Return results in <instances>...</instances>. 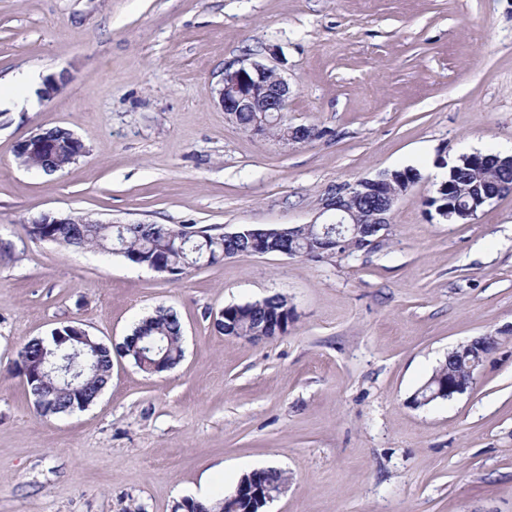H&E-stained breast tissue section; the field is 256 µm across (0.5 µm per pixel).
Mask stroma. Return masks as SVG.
Segmentation results:
<instances>
[{"mask_svg": "<svg viewBox=\"0 0 512 512\" xmlns=\"http://www.w3.org/2000/svg\"><path fill=\"white\" fill-rule=\"evenodd\" d=\"M293 94L315 137L254 136L218 104L245 52ZM69 80L0 107V512H172L276 467L266 512H512V192L451 223L427 206L448 165L512 154V0H0V84ZM64 127L62 171L15 149ZM404 167L417 180L380 246L320 261L239 256L181 279L28 237L45 213L102 221L308 224L336 187ZM281 293L286 333L224 335L225 306ZM159 306L184 358L149 374L113 356L97 401L41 419L8 371L63 325L121 343ZM497 337L450 401L413 395L450 350ZM48 136L54 137V140L58 142L59 151L56 153L54 159H48L43 157H23L17 154L16 158L19 163L27 169H33L46 173L48 169H53L58 163H62L67 160L70 155L74 153L73 148L69 144V138L62 133L61 130L55 129L47 132Z\"/></svg>", "mask_w": 512, "mask_h": 512, "instance_id": "35a3bbf8", "label": "stroma"}]
</instances>
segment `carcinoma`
I'll return each instance as SVG.
<instances>
[{"label": "carcinoma", "mask_w": 512, "mask_h": 512, "mask_svg": "<svg viewBox=\"0 0 512 512\" xmlns=\"http://www.w3.org/2000/svg\"><path fill=\"white\" fill-rule=\"evenodd\" d=\"M48 136L58 142L55 158L19 155L17 160L22 166L44 173L74 153L69 138L61 130H51ZM492 157V153H475L472 162L459 165L448 173V178L465 188L476 187L482 190L487 186L499 196L511 193L512 172L492 165ZM415 179L416 173L413 169H397L391 186L402 194ZM389 187H384L382 193L389 192ZM427 205L442 219L448 218L447 192H437L436 196L427 200ZM80 218L81 215L75 214L74 224H24L22 229L31 238L47 237L66 249H98L108 254L116 252L133 265L168 268L171 275L177 278L200 267L202 263L214 265L227 258L248 256L258 252L273 254L282 245V240L268 237L253 240L246 237L238 243H226L222 237H204L194 231V226L186 224H79L77 220ZM294 229L297 256L313 261L320 260V256L309 245L311 238L319 229L308 228L303 224L294 226ZM180 234L188 237L193 243L206 238L208 246L197 255L191 252L190 246L179 245L177 237ZM278 313L283 316V323H288L291 318L288 297L275 293L262 300L227 306L225 318L216 321L214 327L226 336H238L259 342L264 336L274 335L269 323ZM69 330L71 327L63 326L48 336L30 339L18 351L17 359L10 367V372L26 379V386L32 399L46 400V405L35 406L40 417L71 414L83 406L92 405L112 377V358L108 345L94 336L80 342L70 337ZM122 346L126 348L127 356L134 364L144 371L153 364L174 368L184 357L183 329L177 313L170 308H156L134 326L132 334L124 339ZM76 347L96 365V372H90L83 377L80 390H67L66 384L54 376L34 381L28 379V365L39 355L47 354L63 362ZM496 347L497 339L490 336L479 351L464 346L451 350L448 352V360L433 371L427 381L418 388L417 393L424 397L434 392L437 382L448 378V370L452 368L479 367ZM287 481L284 471L267 467L252 478L247 474L243 475L237 485L245 483L255 488L270 489Z\"/></svg>", "instance_id": "1"}]
</instances>
